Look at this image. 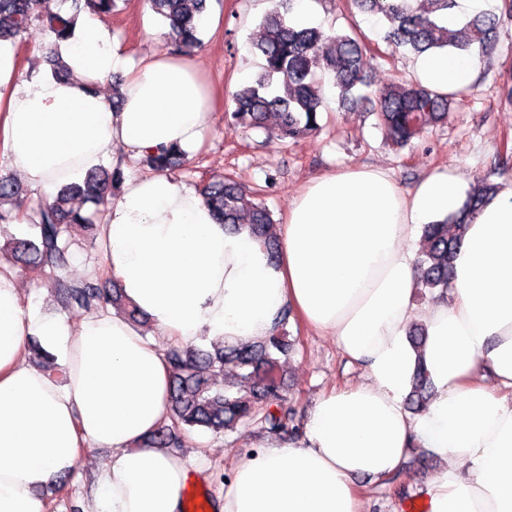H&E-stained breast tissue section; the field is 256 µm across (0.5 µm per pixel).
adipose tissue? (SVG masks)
<instances>
[{
  "label": "adipose tissue",
  "mask_w": 512,
  "mask_h": 512,
  "mask_svg": "<svg viewBox=\"0 0 512 512\" xmlns=\"http://www.w3.org/2000/svg\"><path fill=\"white\" fill-rule=\"evenodd\" d=\"M73 72L19 77L0 43V156L44 196L117 150L139 158L198 150L211 93L195 58L159 54L128 68L111 29L86 15L47 44ZM477 54L422 57V83L467 84ZM118 81L121 105L84 79ZM457 175L412 188L375 166L310 179L293 197L278 259L248 229L218 224L200 190L164 172L126 179L101 225L106 265L128 302L169 340L237 345L265 338L284 309L333 339L364 379L316 398L299 438L242 455L219 512H361L358 479L380 482L420 447L442 468L419 487L427 512H512V186L470 219L444 302H415L420 225L461 205ZM0 265V512H45L38 496L102 452L85 512H180L188 459L142 446L166 414L164 353L114 308L77 324L21 308ZM426 340L413 347L410 323ZM59 375L28 363L31 340ZM434 392L411 416L416 364Z\"/></svg>",
  "instance_id": "obj_1"
}]
</instances>
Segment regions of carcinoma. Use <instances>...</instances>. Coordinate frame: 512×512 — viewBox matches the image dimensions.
<instances>
[{
  "label": "carcinoma",
  "mask_w": 512,
  "mask_h": 512,
  "mask_svg": "<svg viewBox=\"0 0 512 512\" xmlns=\"http://www.w3.org/2000/svg\"><path fill=\"white\" fill-rule=\"evenodd\" d=\"M116 0H0V42L14 47L24 44L25 34L35 23L53 38L70 37L83 11L102 20L112 16ZM152 12L168 25L173 51L190 53L200 43L198 17L210 0H147ZM279 8L266 15L253 48L262 58V70L250 84L233 94V110L225 117L249 129H262L281 144L312 136L321 129V112L326 108L323 84L316 71L331 76L341 104L355 105L356 92L366 83L369 44L336 31L290 21L287 14L293 0H278ZM350 7L378 17L387 24L384 41L416 55L447 50L466 54L478 46L485 55L502 18L512 20V0H501L499 13H483L461 26L448 24L456 0H347ZM68 8H62V5ZM464 91L441 92L421 81L397 80L375 94L373 113L386 140L403 147L429 124L444 123L448 108L463 101ZM183 152L168 149L144 156L142 165L155 172L172 170ZM122 177L120 168L97 167L83 183L59 188L53 200L22 211L14 200L24 189L0 175V226L26 225L30 238H10L8 255L37 274L50 269L56 273L68 264L69 232L74 224L92 233L96 221L109 204L108 195ZM499 184L486 181L469 193L455 212L424 225L422 245L416 259L419 284L429 291L447 295L450 267L462 239L463 227L484 201L499 191ZM202 193L217 223L232 229L249 228L270 258H277V236L271 211L265 203L254 202L260 191H250L231 176L213 179ZM90 203L88 214L74 208L76 199ZM65 307L91 309L110 305L138 322L139 312L128 303L118 287L107 289L101 279L71 281L55 276ZM285 309L266 339L239 346L213 345L210 350L183 349L170 345L165 352L169 365L168 410L162 425L148 443L167 450L183 447V439L194 428L214 434L232 430L242 420L268 433H286L296 438L301 422L285 395V367L294 343L286 327ZM431 380L424 366L417 365L408 397L410 409L425 408Z\"/></svg>",
  "instance_id": "carcinoma-1"
}]
</instances>
